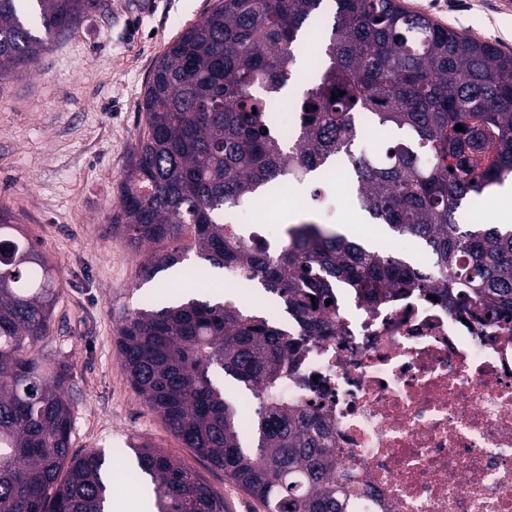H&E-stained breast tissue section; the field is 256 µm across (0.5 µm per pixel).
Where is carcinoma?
Here are the masks:
<instances>
[{"mask_svg": "<svg viewBox=\"0 0 512 512\" xmlns=\"http://www.w3.org/2000/svg\"><path fill=\"white\" fill-rule=\"evenodd\" d=\"M99 5L0 0V80ZM319 22L317 74L296 98L300 125L287 143L272 106ZM143 109L147 133L111 229L131 246H158L145 278L183 262L176 242L188 231L200 261L248 275L306 336L333 334L340 286L369 302L417 289L512 323V226L457 220L471 196L512 178L511 53L400 0H217L157 58ZM362 116L384 134L372 153L355 138ZM338 160L359 211L418 241L429 269L312 222L289 226L275 258L228 227V213L289 179L331 180ZM14 231L1 208L0 512H106L105 458L72 452L68 368L40 350L53 326V267ZM299 346L265 318L189 289L153 297L117 338L135 393L265 512H351L321 417L278 397L284 353ZM256 388L247 436L235 401ZM133 452L129 472L157 512H224V496L182 460L147 444Z\"/></svg>", "mask_w": 512, "mask_h": 512, "instance_id": "cac0c4a2", "label": "carcinoma"}]
</instances>
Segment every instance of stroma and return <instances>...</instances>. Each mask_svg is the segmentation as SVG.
Wrapping results in <instances>:
<instances>
[{"label": "stroma", "instance_id": "1", "mask_svg": "<svg viewBox=\"0 0 512 512\" xmlns=\"http://www.w3.org/2000/svg\"><path fill=\"white\" fill-rule=\"evenodd\" d=\"M44 47L23 74L0 81V207L9 210L55 268L58 297L50 347L69 368L73 406L71 448L101 451L130 496L125 480L133 446L149 443L182 459L224 497V512H263L261 504L198 459L133 391L116 337L124 317L160 284L181 286L198 263L188 255L180 276L144 281V252L110 229L129 157L145 133L143 96L153 64L216 0H101ZM443 25L512 53V7L505 0H401ZM312 180L290 183L275 207L247 206L243 223L283 234L282 214L342 228L353 210L344 199L335 214L311 201ZM358 239L428 266L414 239L362 224Z\"/></svg>", "mask_w": 512, "mask_h": 512}]
</instances>
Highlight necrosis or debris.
I'll list each match as a JSON object with an SVG mask.
<instances>
[{"instance_id":"obj_1","label":"necrosis or debris","mask_w":512,"mask_h":512,"mask_svg":"<svg viewBox=\"0 0 512 512\" xmlns=\"http://www.w3.org/2000/svg\"><path fill=\"white\" fill-rule=\"evenodd\" d=\"M336 332L302 339L280 393L314 409L353 512H512V332L426 294L338 290Z\"/></svg>"}]
</instances>
